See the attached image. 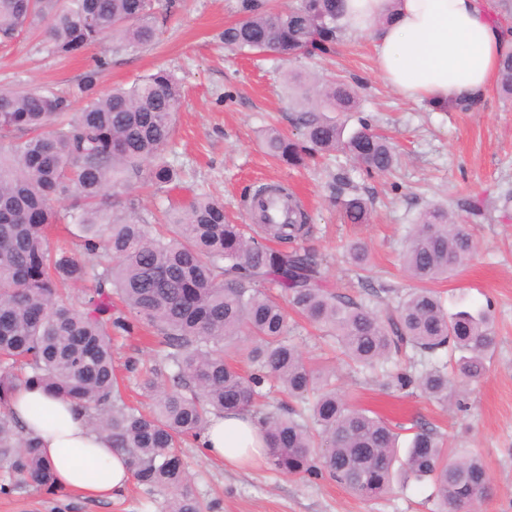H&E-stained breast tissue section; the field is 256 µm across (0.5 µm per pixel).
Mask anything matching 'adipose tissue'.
Listing matches in <instances>:
<instances>
[{
  "mask_svg": "<svg viewBox=\"0 0 512 512\" xmlns=\"http://www.w3.org/2000/svg\"><path fill=\"white\" fill-rule=\"evenodd\" d=\"M348 34L375 32L377 74L395 92L438 105L477 98L496 79L512 32L487 0H346ZM36 438L59 489L118 499L132 470L86 409L40 386L18 389L8 405ZM210 458L230 467L264 463L268 444L249 415L215 416L200 437Z\"/></svg>",
  "mask_w": 512,
  "mask_h": 512,
  "instance_id": "ef3b65f1",
  "label": "adipose tissue"
}]
</instances>
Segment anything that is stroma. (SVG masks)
I'll list each match as a JSON object with an SVG mask.
<instances>
[{
  "label": "stroma",
  "instance_id": "35a3bbf8",
  "mask_svg": "<svg viewBox=\"0 0 512 512\" xmlns=\"http://www.w3.org/2000/svg\"><path fill=\"white\" fill-rule=\"evenodd\" d=\"M238 0H182L160 25L154 41L118 54L91 46L67 57L41 51L40 31L30 30L0 49V87L68 89L88 71H96L97 88L131 85L140 77L166 70L181 86L182 102L166 159L182 170L181 184L169 192L142 194L139 217L155 221L168 204H184L194 194L223 199L236 224L249 223L246 201L262 184H287L305 206L317 232L307 241L322 263L323 284L330 291L365 298L367 288L385 289V301L413 287L402 266L408 237L429 205H447L468 224L476 248L466 266L436 282L446 309L458 299L490 309L497 343L483 376L456 377L457 404L444 407L419 391L381 390L367 373L351 370L333 349L334 340L296 315L288 317V337L313 368L330 372L337 389L354 405L389 423H425L442 435L449 451L479 457L491 493L481 512H512V100L488 90L473 110H440L407 100L377 74L372 33L345 36L323 57L301 56L282 62L277 56L239 53L224 45L225 28L238 20ZM105 66H97L99 57ZM305 83L337 76L361 82L365 89L355 112L336 118L347 129L367 123L393 137L398 163L393 174L360 173L343 151L293 167L265 152L261 133L269 127L298 138L295 117L301 92L289 87V75ZM348 178L369 197L365 224L344 223L334 200L338 178ZM475 202L476 211L459 202ZM356 240L371 249L372 271L358 272L346 258ZM183 458L194 477V491L208 512H439L432 484L394 489L366 500L323 477H292L269 466L233 471L205 459L196 441ZM168 495L131 484L117 500L51 495L0 470V512H166Z\"/></svg>",
  "mask_w": 512,
  "mask_h": 512
}]
</instances>
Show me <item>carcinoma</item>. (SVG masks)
<instances>
[{"label": "carcinoma", "mask_w": 512, "mask_h": 512, "mask_svg": "<svg viewBox=\"0 0 512 512\" xmlns=\"http://www.w3.org/2000/svg\"><path fill=\"white\" fill-rule=\"evenodd\" d=\"M155 0H0V45L45 24L43 48L70 56L112 41V50L151 43L159 17ZM345 0H297L286 11L262 0H239V19L224 29V45L282 58L327 55L345 35ZM97 71L72 91L44 87L0 90V406L22 383L82 403L92 426L125 455L138 484L172 494L169 512H205L180 448L196 439L209 417L248 412L269 437L268 464L280 473L325 476L358 494L378 498L396 481L433 483L440 512H475L487 496L484 463L448 459L444 440L425 424L411 427L408 446L376 414L350 405L328 376L315 371L287 339L288 312L265 292L276 285L309 323L328 330L341 354L386 389L415 388L440 403L456 394L448 366L438 362L411 374L409 354L460 352L459 371L479 378L496 346L493 317L463 307L450 314L427 284L470 259L474 239L448 209L419 216L402 264L420 283L379 313L322 285L317 255L302 247L316 225L293 194L286 224H230L222 200L200 194L185 210L152 230L137 219L133 187L175 186L179 172L166 160L181 87L164 71L128 87L102 92ZM512 97V46L503 53L496 85ZM297 123L302 141L276 129L264 133L270 154L293 166L316 154L343 150L368 174L397 164L395 144L363 125L344 134L332 112H355L359 86L343 80L313 87ZM344 221L365 224L369 202L356 189L336 197ZM75 226L80 249L53 237L58 221ZM348 259L369 266L366 244ZM95 283L90 292L61 297L62 287ZM127 313L112 316V297ZM147 327L171 369L143 379L148 408L127 401L112 348V332ZM247 361L245 375L230 355ZM272 383L301 409L263 413L256 399ZM0 468L49 492L53 476L38 442L0 412Z\"/></svg>", "instance_id": "obj_1"}]
</instances>
